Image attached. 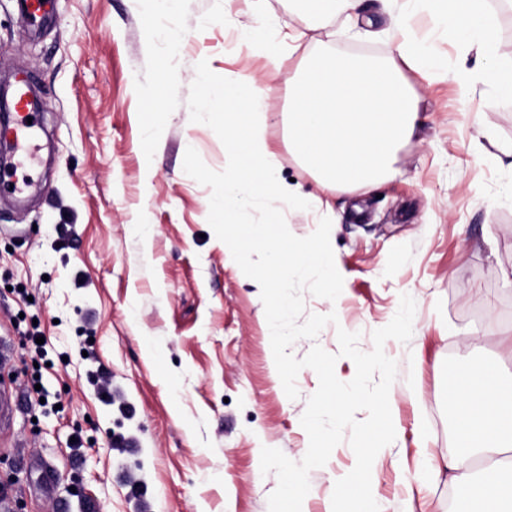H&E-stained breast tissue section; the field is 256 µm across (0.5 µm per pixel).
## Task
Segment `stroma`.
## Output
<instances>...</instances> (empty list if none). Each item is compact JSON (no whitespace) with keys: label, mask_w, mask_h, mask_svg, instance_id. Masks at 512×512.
<instances>
[{"label":"stroma","mask_w":512,"mask_h":512,"mask_svg":"<svg viewBox=\"0 0 512 512\" xmlns=\"http://www.w3.org/2000/svg\"><path fill=\"white\" fill-rule=\"evenodd\" d=\"M485 5L495 59L408 0H363L368 34L354 42L343 17L307 21L297 0H176L168 28L154 0H48L34 23L18 0H0V78L31 74L43 103L37 135L13 157L28 198L0 193V378L17 398L0 438V484L12 488L0 512H269L277 477L262 474V447L296 462L307 451L300 419L318 376L302 369L298 398L286 396L260 289L208 224L210 188L183 170L190 147L224 168L223 144L187 107L202 60L258 79L279 182L322 198V211L286 210L290 232L332 221L343 290L304 301L338 322L292 354H337L341 328L371 351L401 295L414 298L411 340L384 345L398 428L374 489L385 512H449L452 485L428 476L453 451L448 378L512 369V100L480 78L512 59V0ZM401 14L437 52V77L406 72L420 124L376 189L324 190L288 142L292 78L306 51L326 46L396 54ZM289 24L304 33L300 49L280 41ZM462 72L475 78L465 96ZM160 84L157 114L148 94ZM34 325L41 355L20 342ZM36 382L47 406L28 400ZM355 462L338 444L310 472L302 512H332L336 478Z\"/></svg>","instance_id":"obj_1"}]
</instances>
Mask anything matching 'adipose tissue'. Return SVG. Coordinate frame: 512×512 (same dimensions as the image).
I'll list each match as a JSON object with an SVG mask.
<instances>
[{"label": "adipose tissue", "mask_w": 512, "mask_h": 512, "mask_svg": "<svg viewBox=\"0 0 512 512\" xmlns=\"http://www.w3.org/2000/svg\"><path fill=\"white\" fill-rule=\"evenodd\" d=\"M438 27L493 57L498 53L495 16L483 0H427ZM448 404L453 452L431 464L433 478L447 476L456 488L452 512H512V372L497 367L452 373ZM488 467L476 470L478 459Z\"/></svg>", "instance_id": "ef3b65f1"}]
</instances>
